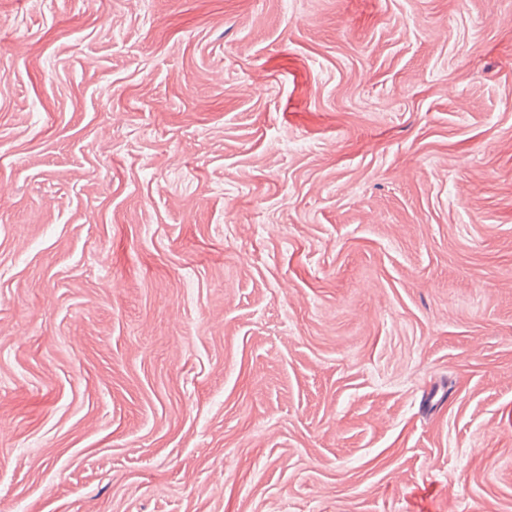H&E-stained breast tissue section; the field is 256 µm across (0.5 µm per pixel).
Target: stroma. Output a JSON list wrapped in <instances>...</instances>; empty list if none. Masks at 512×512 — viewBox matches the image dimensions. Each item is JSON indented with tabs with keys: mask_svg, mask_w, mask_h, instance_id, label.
<instances>
[{
	"mask_svg": "<svg viewBox=\"0 0 512 512\" xmlns=\"http://www.w3.org/2000/svg\"><path fill=\"white\" fill-rule=\"evenodd\" d=\"M0 512H512V0H0Z\"/></svg>",
	"mask_w": 512,
	"mask_h": 512,
	"instance_id": "obj_1",
	"label": "stroma"
}]
</instances>
